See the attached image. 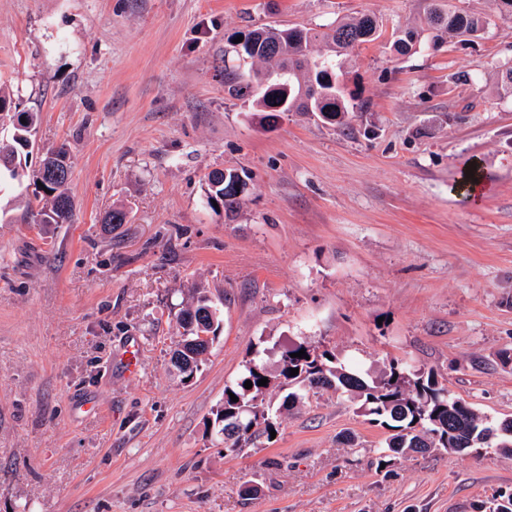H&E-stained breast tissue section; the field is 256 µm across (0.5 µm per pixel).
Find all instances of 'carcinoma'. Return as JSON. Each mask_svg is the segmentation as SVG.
Returning <instances> with one entry per match:
<instances>
[{
    "label": "carcinoma",
    "instance_id": "cac0c4a2",
    "mask_svg": "<svg viewBox=\"0 0 512 512\" xmlns=\"http://www.w3.org/2000/svg\"><path fill=\"white\" fill-rule=\"evenodd\" d=\"M481 13L450 10L445 0H429L415 27L394 29L393 51L410 54L421 43L439 49L448 38L472 42L482 36L477 21ZM382 24L369 14L342 18L323 29H299L267 25L240 33L243 41H228L224 55L234 54L239 64L224 66V87L230 97L249 101L260 111L310 112L332 124H348L347 116L357 104L345 98L339 77L344 64L357 48L381 36ZM495 88L501 96H512V62L498 66ZM13 94L0 85V121L9 118L14 132L0 139V177L8 174L20 181L26 177L22 156L35 142L38 113L14 112ZM248 175L234 168L214 169L205 176L208 205L218 204L226 217L236 215L247 185ZM70 178L50 180L48 192L42 193L44 204L36 209L27 201L23 219L33 224H70L74 218V200L68 191ZM193 304L180 311L177 323L182 329L181 342L207 332L218 337L220 310L201 286L194 287ZM305 350L308 358L291 354ZM299 373L290 375V369ZM268 379L265 386L260 379ZM252 388L244 387L246 381ZM291 388L282 408L294 406L303 387L336 389L348 395L362 415L392 431L386 439L380 462L388 464L398 456L424 452L430 448L448 453H480L495 448L512 453V419L490 424L472 408L453 397L434 374L411 371L392 363L376 376L363 377L340 362L335 354L318 351L303 341L283 353L279 363L269 368L253 352L240 378L224 389V402L213 412L214 419H224V427L237 432L224 440L226 448H240L275 429L276 418L265 406L266 395L275 388ZM238 401H231L230 395Z\"/></svg>",
    "mask_w": 512,
    "mask_h": 512
}]
</instances>
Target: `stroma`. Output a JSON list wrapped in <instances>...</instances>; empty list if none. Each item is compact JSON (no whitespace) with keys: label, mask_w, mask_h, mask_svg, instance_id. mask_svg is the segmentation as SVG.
Listing matches in <instances>:
<instances>
[{"label":"stroma","mask_w":512,"mask_h":512,"mask_svg":"<svg viewBox=\"0 0 512 512\" xmlns=\"http://www.w3.org/2000/svg\"><path fill=\"white\" fill-rule=\"evenodd\" d=\"M449 2L490 15L481 39L401 57L392 29L426 0H0V83L40 115L27 177L0 181V512H478L512 491L492 449L379 467L386 430L331 390L272 439L207 430L253 349L272 366L302 341L512 418V99L493 84L512 13ZM361 13L383 32L346 66L348 129L225 92L228 37ZM62 143L75 221L24 223ZM470 163L490 175L476 201L455 188ZM215 168L250 177L234 219L206 203ZM197 285L223 321L184 379L174 315ZM130 339L134 378L108 365Z\"/></svg>","instance_id":"1"}]
</instances>
